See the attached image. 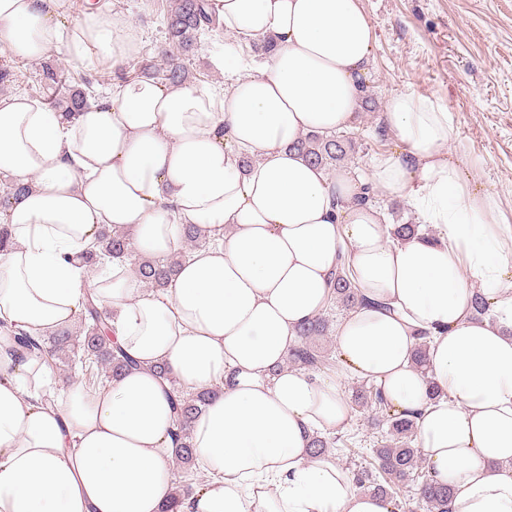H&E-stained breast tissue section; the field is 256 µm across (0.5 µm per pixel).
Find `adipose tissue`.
<instances>
[{
    "mask_svg": "<svg viewBox=\"0 0 512 512\" xmlns=\"http://www.w3.org/2000/svg\"><path fill=\"white\" fill-rule=\"evenodd\" d=\"M212 6L236 43L220 61L224 86L140 77L72 119L0 97V179L26 188L0 211L10 232L0 250V512H391L335 452L311 457V437L343 430L352 413L337 378L288 364L297 328L330 303L341 253L359 294L336 326L342 373L413 416L453 512H512V232L498 223L497 197L452 157L448 113L412 92L385 102L396 148L372 160L369 181L428 228L393 240L380 206L356 204L349 170L294 148L357 120L375 41L361 0ZM269 36V63L249 72L240 46ZM139 49L122 14L0 0V50L14 58L58 51L116 66ZM185 224L205 246L167 288L145 287L135 262L180 251ZM112 228L130 232L133 260L89 273L79 255ZM478 292L493 318L474 317ZM90 293L139 367L93 395L71 380L44 404L48 366L6 329L48 336L74 323ZM175 383L212 394L189 424L198 480L183 495L169 435Z\"/></svg>",
    "mask_w": 512,
    "mask_h": 512,
    "instance_id": "adipose-tissue-1",
    "label": "adipose tissue"
}]
</instances>
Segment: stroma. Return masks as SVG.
I'll use <instances>...</instances> for the list:
<instances>
[{"label": "stroma", "mask_w": 512, "mask_h": 512, "mask_svg": "<svg viewBox=\"0 0 512 512\" xmlns=\"http://www.w3.org/2000/svg\"><path fill=\"white\" fill-rule=\"evenodd\" d=\"M113 12L137 26L139 53L116 67L89 68L51 53L38 62L7 58L14 74L0 83V97L21 93L46 100L51 89L46 68L65 76H83L89 98L112 84L159 69L161 52L171 49L164 20L173 0H110ZM375 32L368 91L377 109L360 112L355 133L367 149L356 173L368 177L371 160L392 151L393 138H380V109L390 94L411 91L433 98L445 108L453 131L450 148L471 183L498 195L504 228L512 229V0H362ZM224 34L214 29L198 36L183 58L194 82L220 84L216 62L224 54Z\"/></svg>", "instance_id": "35a3bbf8"}]
</instances>
